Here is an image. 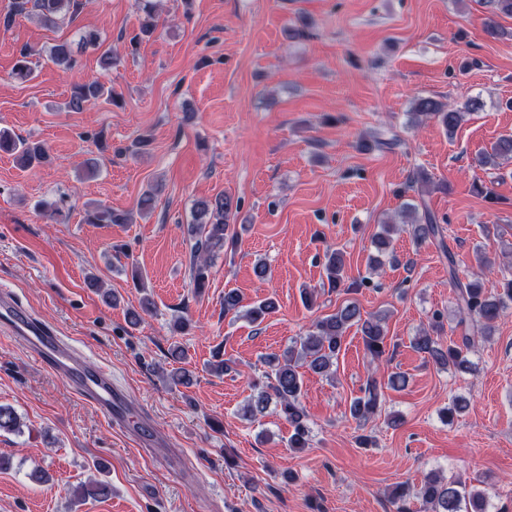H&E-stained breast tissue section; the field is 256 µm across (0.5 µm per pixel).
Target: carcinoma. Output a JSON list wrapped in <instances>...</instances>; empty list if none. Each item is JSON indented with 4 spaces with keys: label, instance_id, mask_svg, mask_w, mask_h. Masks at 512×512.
I'll return each instance as SVG.
<instances>
[{
    "label": "carcinoma",
    "instance_id": "carcinoma-1",
    "mask_svg": "<svg viewBox=\"0 0 512 512\" xmlns=\"http://www.w3.org/2000/svg\"><path fill=\"white\" fill-rule=\"evenodd\" d=\"M33 4L41 23L52 27L70 13L76 14L83 5V0H13V6L5 13H0V28L9 29L15 18L27 12V5ZM144 17L140 22L139 33L132 38L137 43L144 37L151 36L158 26L154 7L151 3L144 4ZM32 51L27 47L19 50L13 76L19 81H27L33 75ZM49 60L62 71L74 70L78 65L72 44L62 42L52 46L48 52ZM106 98L115 102L112 88L98 80L76 84L72 87L68 108L73 112L83 110L86 103ZM416 117H435L440 120L449 133L458 128L464 113L445 107L432 98H419L415 102ZM0 151L9 153L23 169L35 167L48 161L49 155L45 146L39 142H29L14 137L5 129L0 130ZM512 159V134L500 136L484 152L479 163L481 166H498L500 161ZM426 178L416 173L410 178L408 189L420 196L419 203L406 204L403 218L410 220L407 230L418 244L435 241L448 259V274L452 288L455 289L456 306L460 315L456 327L461 329L458 339L449 340L443 345L440 333L443 331L442 313L433 314L429 328L420 331L411 340V347L418 353L428 355L436 364L457 371H469L472 362L468 358L471 347L470 329L480 327L488 335L493 324L500 318L502 312L512 304V277L500 281L496 295L487 296L478 280L461 281L455 272V259L445 245L442 227L438 216L422 199L425 192ZM240 210V204L229 196H219L212 201L201 200L196 203L194 220L187 225V235L191 245L192 282L196 291H201L208 283L209 273L214 258L224 252L225 245L234 242L236 233L232 216ZM126 217L112 212L110 209L95 207L86 213L89 224H122ZM394 224L381 225V231L373 239L378 252L374 267L383 265L381 257H389V262H398L392 245ZM324 274L331 289H337L344 282V255L339 250H328L324 254ZM277 303L271 297L243 303V297L235 290L224 292V314L232 313L242 316L253 324H261L275 313ZM357 326L365 351L372 360L380 359L385 353L387 336L384 318L370 315L362 317L360 308L354 303H348L336 312L316 320L310 329L301 337L291 342L282 352L270 353L263 358L268 367L265 378L266 384L254 387L245 406V413L252 417L265 413L270 405H275L293 427L288 437V447L303 448L309 436L305 424L306 413L302 406L303 372L309 371L332 378L336 374V362L342 351L345 334L352 326ZM382 384L374 376H369L361 388L362 395L354 398L349 407L350 417L357 423H364L368 417L376 413L380 407ZM20 430V419L13 408L0 405V432H16ZM76 500L88 497H106L110 494V485L105 480H90L81 482L73 489ZM414 497L423 502L428 512H488L487 495L478 490L467 489L465 485L454 480L430 474L419 485H402L393 492V498L404 501Z\"/></svg>",
    "mask_w": 512,
    "mask_h": 512
}]
</instances>
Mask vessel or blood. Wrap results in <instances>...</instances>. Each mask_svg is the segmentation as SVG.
Segmentation results:
<instances>
[{"instance_id":"obj_1","label":"vessel or blood","mask_w":512,"mask_h":512,"mask_svg":"<svg viewBox=\"0 0 512 512\" xmlns=\"http://www.w3.org/2000/svg\"><path fill=\"white\" fill-rule=\"evenodd\" d=\"M0 331L22 341L35 357L67 380L105 418L113 422L122 418L124 400L113 388L111 376L102 368L89 365L54 330L6 295L0 296Z\"/></svg>"}]
</instances>
